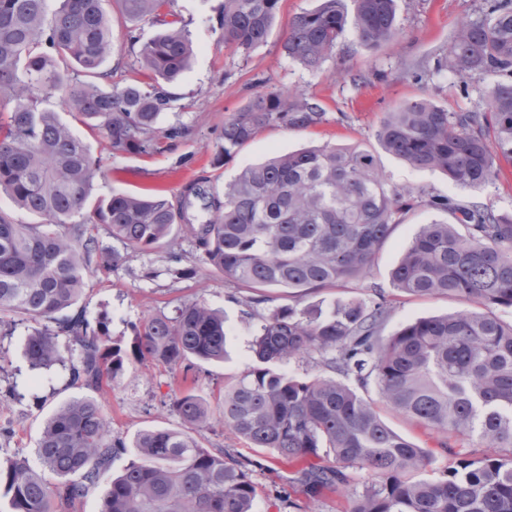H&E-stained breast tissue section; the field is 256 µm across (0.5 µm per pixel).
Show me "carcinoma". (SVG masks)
Masks as SVG:
<instances>
[{"mask_svg":"<svg viewBox=\"0 0 512 512\" xmlns=\"http://www.w3.org/2000/svg\"><path fill=\"white\" fill-rule=\"evenodd\" d=\"M104 0H0V195L41 218L16 224L0 212V325L16 313L36 323L25 356L34 371L80 355L74 382L97 392L129 365L184 366V387L170 410L192 429L210 425L208 402L196 393L194 362H222L224 316L202 303L154 315L133 328L129 344L91 328L81 313L62 312L83 297L85 279L121 260L102 245L104 229L124 248L163 247L176 225L190 236L195 259L253 290L282 288L298 296L367 273L393 226L417 205L443 212L420 226L391 271L394 287L417 297H454L456 314L418 319L383 339L385 302L344 299L282 308L258 316L252 364L219 396L220 422L250 448L289 461L313 456L301 475L310 493L345 482L343 469L371 481L339 512H512V324L497 306L512 307V215L475 199L391 187L375 153L323 146L276 155L244 167L223 195L191 184L179 204L156 193H114L90 203L100 160L62 121L42 107L55 94L81 124L98 130L114 154L152 156L169 149L184 127L160 130L174 109L164 85L195 55L186 26L169 0H117L141 44L137 70L146 80L112 81L103 70L115 44ZM320 0L296 14L282 47L308 69L333 57L346 27L359 46L375 49L398 33L397 0ZM280 0H224V46L249 54L264 43ZM159 25L140 42L134 26ZM90 77L70 81L60 63ZM436 69L462 84L494 80L478 111L454 112L426 96L386 113L376 131L383 151L420 170L440 171L460 189L480 192L512 160V0H491L482 16L461 24ZM326 121L304 94L254 96L224 121V156L278 125L304 130ZM197 207L202 222L187 210ZM68 344L59 342V337ZM309 359L331 372L299 378L281 370ZM374 384L379 402L448 440L478 439L479 454L460 458L435 479L414 474L430 464L424 449L394 431L377 403L358 389ZM127 447L112 437V417L92 397L60 405L35 448L49 482L26 458L0 462V490L9 512H79L83 500ZM135 458L110 481L100 512H252L257 484L235 455H218L186 431L137 433Z\"/></svg>","mask_w":512,"mask_h":512,"instance_id":"obj_1","label":"carcinoma"}]
</instances>
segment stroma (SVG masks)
<instances>
[{
	"instance_id": "1",
	"label": "stroma",
	"mask_w": 512,
	"mask_h": 512,
	"mask_svg": "<svg viewBox=\"0 0 512 512\" xmlns=\"http://www.w3.org/2000/svg\"><path fill=\"white\" fill-rule=\"evenodd\" d=\"M317 4L318 0H281L267 41L242 56L224 47V0H172L171 8L183 19L197 54L191 67L168 87L176 107L163 123L183 125L186 132L174 141L171 151L148 158L113 153L98 132L76 126V133L102 163L93 200L116 192L156 190L174 201L192 183L220 193L243 167L303 147L329 144L378 151L376 131L385 113L416 96H426L456 112L478 107L479 90L485 87L486 77H473L464 90L451 72L435 71L434 61L447 54L450 37L460 22L478 16L488 0H398L400 33L393 42L366 50L356 44L353 30H346L337 47L345 56L344 63L339 65L331 59L312 71L289 59L282 41L291 18ZM104 8L112 18L116 44L106 67L113 79H134L135 50L126 40L127 25L115 0H106ZM264 91L311 96L324 107L327 120L306 130L265 128L238 153L222 157L225 119ZM379 161L389 185L459 199L472 196L443 173L415 169L385 153H380ZM438 217L437 211L423 207L410 212L403 223L394 226L365 275L301 298L271 288L268 303L255 310L250 307V290L225 281L213 268L199 266L191 241L176 232L165 248L123 251L115 267L88 280L78 306L94 329L123 341L129 340L134 327L148 316H171L188 303L203 302L223 312L228 357L201 364L197 371V393L210 401L251 364L250 341L258 314L281 307L301 308L322 299L370 300L381 296L391 306L382 329L383 337L388 338L418 318L463 309L460 300L410 297L391 284V271L419 226ZM30 329L26 321L14 331L0 334V417L14 422L13 433L0 438V457L19 454L37 469L41 463L35 448L45 420L61 403L84 396L85 390L72 382L68 368L57 365L47 371L29 370L23 348ZM182 374L178 367L137 366L98 392L97 400L112 418L113 435L129 441L143 430L183 429V421L168 407ZM383 417L393 430L429 452L432 463L427 476H438L450 462V451L441 447L440 435L389 411ZM196 438L211 451L249 459L248 469L258 486L253 512H290L288 503L292 500L307 503L308 512H336L343 493L362 490L371 479L367 471L351 468L345 491L322 489L309 495L298 481L295 466L279 462L270 450L247 448L219 422L197 432Z\"/></svg>"
}]
</instances>
